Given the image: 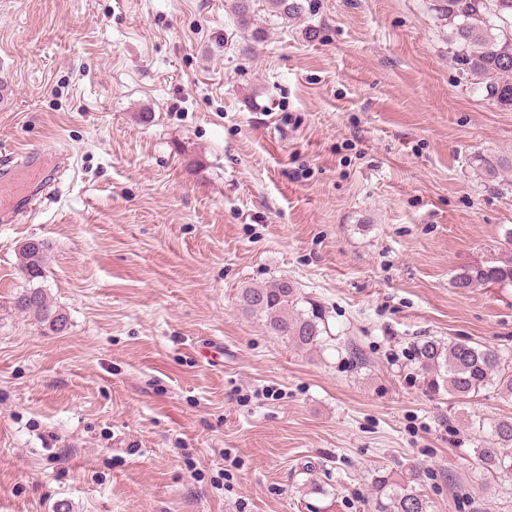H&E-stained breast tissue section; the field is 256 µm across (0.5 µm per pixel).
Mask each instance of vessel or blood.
Masks as SVG:
<instances>
[{
	"instance_id": "1",
	"label": "vessel or blood",
	"mask_w": 512,
	"mask_h": 512,
	"mask_svg": "<svg viewBox=\"0 0 512 512\" xmlns=\"http://www.w3.org/2000/svg\"><path fill=\"white\" fill-rule=\"evenodd\" d=\"M57 157L46 150L23 152L19 161L0 170V214L16 210L24 203L32 187L42 183Z\"/></svg>"
}]
</instances>
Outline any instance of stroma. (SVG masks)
Here are the masks:
<instances>
[{
    "mask_svg": "<svg viewBox=\"0 0 512 512\" xmlns=\"http://www.w3.org/2000/svg\"><path fill=\"white\" fill-rule=\"evenodd\" d=\"M0 0V166L63 163L0 223V512H367L421 469L432 512H512L472 464L486 390L429 394L408 359L459 338L512 357V110L462 78L438 0ZM67 318L19 309V250ZM289 278L325 311L309 352L240 289ZM475 162L481 170L485 180L494 185H503L504 175L509 170L512 172V158H488L484 155L475 157ZM37 245H22L20 267L24 276L29 280L42 278L44 271L45 243L35 239ZM512 285V262L502 265L470 267L458 272L453 279L454 288L467 289L477 285Z\"/></svg>",
    "mask_w": 512,
    "mask_h": 512,
    "instance_id": "obj_1",
    "label": "stroma"
}]
</instances>
